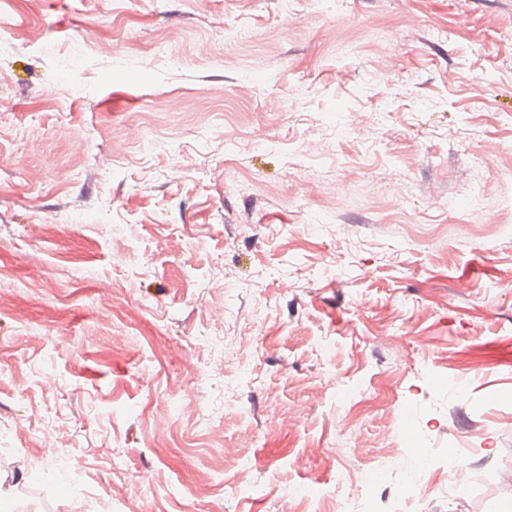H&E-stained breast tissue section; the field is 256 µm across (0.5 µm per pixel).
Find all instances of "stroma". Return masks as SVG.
<instances>
[{"instance_id": "stroma-1", "label": "stroma", "mask_w": 512, "mask_h": 512, "mask_svg": "<svg viewBox=\"0 0 512 512\" xmlns=\"http://www.w3.org/2000/svg\"><path fill=\"white\" fill-rule=\"evenodd\" d=\"M0 26V512L303 485L337 512L398 420L467 476L402 462L374 512L417 480L412 512L512 506V0H0Z\"/></svg>"}]
</instances>
